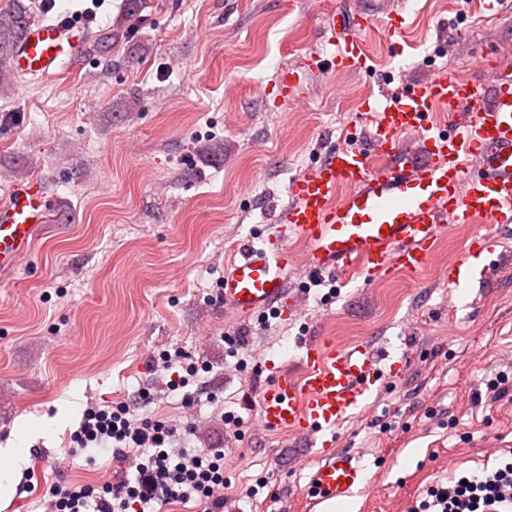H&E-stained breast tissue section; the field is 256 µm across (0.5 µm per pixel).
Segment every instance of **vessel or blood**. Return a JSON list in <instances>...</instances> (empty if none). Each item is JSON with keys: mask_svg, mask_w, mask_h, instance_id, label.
Returning a JSON list of instances; mask_svg holds the SVG:
<instances>
[{"mask_svg": "<svg viewBox=\"0 0 512 512\" xmlns=\"http://www.w3.org/2000/svg\"><path fill=\"white\" fill-rule=\"evenodd\" d=\"M372 26L359 12L330 20L337 32L329 55L316 53L283 69L277 86L291 99L302 67H367L363 34ZM75 26L30 22L17 64L22 73L47 77L64 48L78 49ZM445 110L447 127L431 114ZM368 148L334 147L295 179L291 201L277 215V231L246 245L225 273L220 295L226 309L253 316L292 305L288 240L306 248L310 273L351 271L371 276L418 273L430 262L449 224H512V67L498 68L492 93L472 80L438 71L411 83L395 101L373 110ZM50 199L42 182L14 184L0 204V271H14L44 228ZM481 252L472 242L448 282L476 270ZM300 377L279 375L263 393L259 419L270 430L328 431L361 408L381 361L367 345L346 348L312 342ZM364 483L355 453L323 455L310 475L313 503L341 500Z\"/></svg>", "mask_w": 512, "mask_h": 512, "instance_id": "1", "label": "vessel or blood"}]
</instances>
